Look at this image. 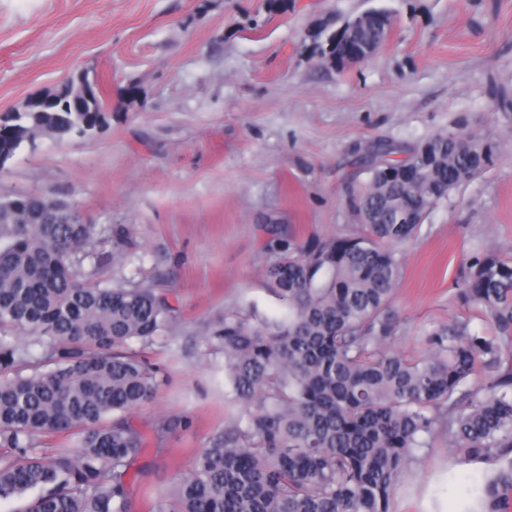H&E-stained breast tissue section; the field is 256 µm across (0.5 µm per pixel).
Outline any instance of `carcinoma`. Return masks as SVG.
<instances>
[{"mask_svg":"<svg viewBox=\"0 0 512 512\" xmlns=\"http://www.w3.org/2000/svg\"><path fill=\"white\" fill-rule=\"evenodd\" d=\"M357 19L356 35L316 34L337 64L369 55L392 24L386 10ZM106 117L97 93L76 111L16 112L0 134V159L39 136L87 135ZM494 157L495 146L468 131L407 151L379 142L349 199L354 230L271 240L266 276L286 313L227 309L208 325L207 339L224 351L227 397L243 408L152 512H390L416 451L438 435L467 462L497 464L464 488L459 512H505L512 372L500 368L512 346V259L475 253L459 288L495 335L456 320L427 332L428 356L408 360L390 346L404 331L393 307L397 248ZM60 207L27 193L0 202V499L33 491L21 512H133L134 461L146 442L123 413L160 383L133 345L172 330L175 308L158 288L99 281L95 225L47 223ZM130 235L109 229L112 257L135 258ZM58 432L78 436L75 453L41 451L37 436Z\"/></svg>","mask_w":512,"mask_h":512,"instance_id":"obj_1","label":"carcinoma"}]
</instances>
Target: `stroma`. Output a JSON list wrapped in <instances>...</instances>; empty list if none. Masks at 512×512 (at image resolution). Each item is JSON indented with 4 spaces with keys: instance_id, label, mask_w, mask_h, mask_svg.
Wrapping results in <instances>:
<instances>
[{
    "instance_id": "obj_1",
    "label": "stroma",
    "mask_w": 512,
    "mask_h": 512,
    "mask_svg": "<svg viewBox=\"0 0 512 512\" xmlns=\"http://www.w3.org/2000/svg\"><path fill=\"white\" fill-rule=\"evenodd\" d=\"M381 6L392 25L372 58L339 68L312 54L318 26ZM82 74L107 124L37 139L0 166V197L48 196L97 229L130 227L136 261L102 243L100 278L162 289L177 310L143 351L167 379L126 415L147 442L137 512L237 411L208 323L229 308L283 314L266 242L352 230L347 197L370 146L468 129L496 147L492 167L451 190L399 251L394 352L428 354L426 330L469 317L457 285L474 253L512 256V0H0V114ZM454 454L441 436L421 449L392 512H447L487 469L449 466Z\"/></svg>"
}]
</instances>
